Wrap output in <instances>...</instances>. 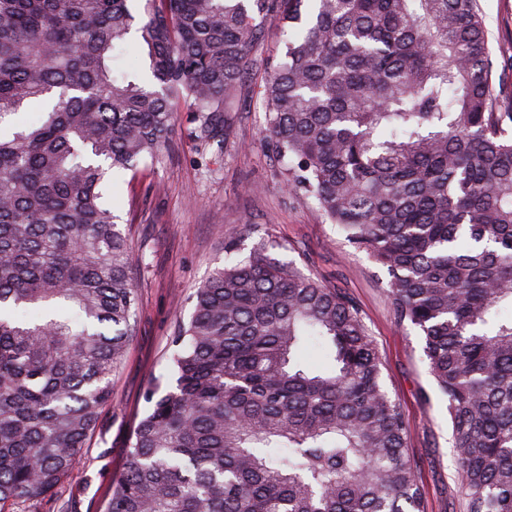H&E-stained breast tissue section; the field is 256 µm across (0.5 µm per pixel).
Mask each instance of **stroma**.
<instances>
[{"label": "stroma", "instance_id": "1", "mask_svg": "<svg viewBox=\"0 0 512 512\" xmlns=\"http://www.w3.org/2000/svg\"><path fill=\"white\" fill-rule=\"evenodd\" d=\"M479 6L494 91L505 96L512 93V0H479ZM281 47L278 26L269 25L227 115L220 165L202 161L191 136L193 115L182 105L159 160L115 179L109 194L132 246L136 333L79 465L53 497L22 504V512H100L126 467L131 432L146 409L143 392L166 372L178 318L190 316L197 288L223 266L228 242L246 253L261 239L279 261L357 302L382 356L385 386L410 424L406 445L418 466L426 512H464L445 401L417 332L394 316L385 270L349 245L313 199L288 192L284 162L261 140L260 84L267 59Z\"/></svg>", "mask_w": 512, "mask_h": 512}]
</instances>
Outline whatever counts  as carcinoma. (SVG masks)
I'll return each mask as SVG.
<instances>
[{
    "label": "carcinoma",
    "instance_id": "1",
    "mask_svg": "<svg viewBox=\"0 0 512 512\" xmlns=\"http://www.w3.org/2000/svg\"><path fill=\"white\" fill-rule=\"evenodd\" d=\"M0 0V512L79 464L135 331L109 175L180 102L209 161L276 23L262 140L390 277L447 402L466 512H512V98L478 0ZM147 46L137 75L123 59ZM143 393L102 512H424L408 421L355 302L225 247Z\"/></svg>",
    "mask_w": 512,
    "mask_h": 512
}]
</instances>
